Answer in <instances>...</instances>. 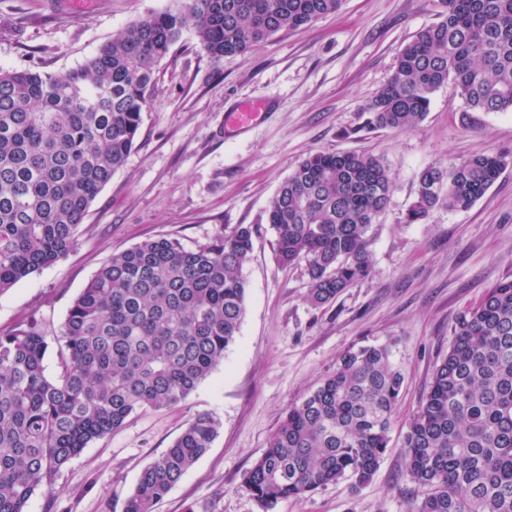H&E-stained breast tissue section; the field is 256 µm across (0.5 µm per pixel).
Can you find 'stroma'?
<instances>
[{"label": "stroma", "mask_w": 512, "mask_h": 512, "mask_svg": "<svg viewBox=\"0 0 512 512\" xmlns=\"http://www.w3.org/2000/svg\"><path fill=\"white\" fill-rule=\"evenodd\" d=\"M177 0H0V68L63 74L113 33ZM442 0H343L307 28L283 31L241 55L213 60L187 30L163 58L136 146L92 203L75 247L0 295V330L35 319L52 345L73 299L113 252L165 237L208 245L219 231L253 226L243 268L246 312L211 376L181 403L132 415L91 442L36 493L26 512H122L141 471L196 415L218 422L209 450L157 512H262L242 487L285 410L332 373L340 355L385 345L404 374L391 443L372 480L328 484L276 512H416L423 490L407 475L402 441L461 317L487 289L512 279V112H469L447 84L409 130H371L367 107L392 77L400 48L440 18ZM243 99L279 101L259 125L224 136V113ZM380 157L392 187L372 228V271L332 304L306 300L304 266L282 267L269 203L315 152ZM506 166L466 210L434 208L412 223L416 176L472 155Z\"/></svg>", "instance_id": "1"}]
</instances>
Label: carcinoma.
<instances>
[{
	"instance_id": "obj_1",
	"label": "carcinoma",
	"mask_w": 512,
	"mask_h": 512,
	"mask_svg": "<svg viewBox=\"0 0 512 512\" xmlns=\"http://www.w3.org/2000/svg\"><path fill=\"white\" fill-rule=\"evenodd\" d=\"M342 0H181L113 35L72 71L0 70V293L76 244L100 191L132 151L158 63L187 29L216 61L339 10ZM441 19L399 52L367 108L372 128L407 130L454 84L471 112L512 111V0H444ZM505 159L474 155L417 174L416 223L444 201L463 210ZM391 177L364 152L308 155L278 187L267 221L278 262L305 263L307 300L323 307L371 272L370 230ZM255 229L238 225L197 249L167 238L112 253L74 299L64 373L47 376L50 342L31 321L0 331V512H25L89 443L133 414L185 400L224 360L245 315L242 270ZM404 375L385 346L347 350L288 406L243 487L263 508L344 478L370 482L390 447ZM217 422L191 421L140 473L123 512L156 505L210 448ZM407 475L425 490L417 512H512V280L488 288L403 438Z\"/></svg>"
}]
</instances>
